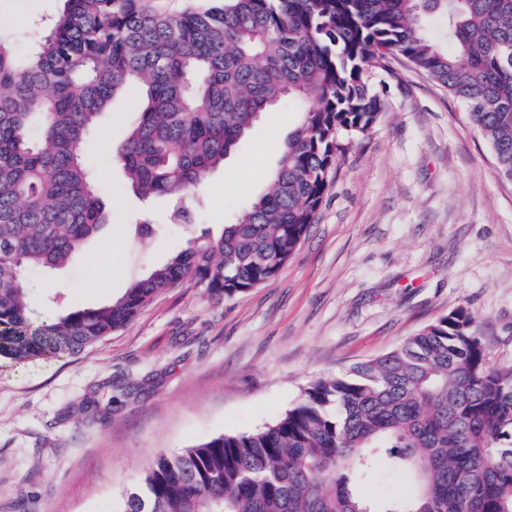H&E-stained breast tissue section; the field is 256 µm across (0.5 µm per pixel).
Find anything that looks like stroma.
Returning <instances> with one entry per match:
<instances>
[{
    "mask_svg": "<svg viewBox=\"0 0 512 512\" xmlns=\"http://www.w3.org/2000/svg\"><path fill=\"white\" fill-rule=\"evenodd\" d=\"M63 0H0V32L27 53ZM365 78L382 102L350 138L339 172L292 259L270 281L215 300L183 285L84 351L19 365L0 358V512H115L161 454L274 422L318 377L345 374L465 308L491 363L512 364V180L467 110L397 58ZM116 99L88 141L110 215L81 256L35 268L31 306L96 307L201 231L263 194L298 114L263 113L237 157L214 170L171 224L170 198L143 204L113 151L136 118ZM254 159L248 170L238 158ZM150 216L145 238L135 223ZM112 243V260L102 251Z\"/></svg>",
    "mask_w": 512,
    "mask_h": 512,
    "instance_id": "obj_1",
    "label": "stroma"
}]
</instances>
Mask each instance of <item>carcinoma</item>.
Here are the masks:
<instances>
[{
    "instance_id": "cac0c4a2",
    "label": "carcinoma",
    "mask_w": 512,
    "mask_h": 512,
    "mask_svg": "<svg viewBox=\"0 0 512 512\" xmlns=\"http://www.w3.org/2000/svg\"><path fill=\"white\" fill-rule=\"evenodd\" d=\"M168 16L147 0H66L19 57L0 37V357L78 353L186 282L221 299L273 279L316 223L343 132L381 100L370 66L405 60L463 102L512 179V0H219ZM137 117L116 152L148 200L192 194L262 113L299 118L267 191L118 299L32 317L24 273L57 268L108 222L85 147L113 99ZM409 494L365 496L379 463ZM116 512H512V365L488 362L459 308L400 346L318 378L274 423L158 456Z\"/></svg>"
}]
</instances>
